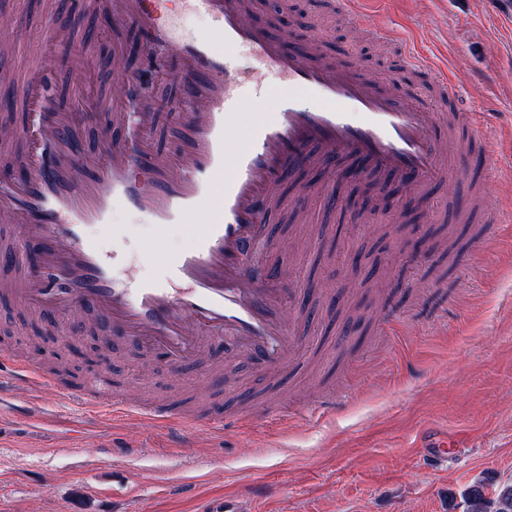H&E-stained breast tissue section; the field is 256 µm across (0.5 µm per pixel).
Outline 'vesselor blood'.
<instances>
[{
    "instance_id": "obj_1",
    "label": "vessel or blood",
    "mask_w": 512,
    "mask_h": 512,
    "mask_svg": "<svg viewBox=\"0 0 512 512\" xmlns=\"http://www.w3.org/2000/svg\"><path fill=\"white\" fill-rule=\"evenodd\" d=\"M85 11L111 15L117 28L133 27L143 45L136 72L100 106L111 128L94 162L69 143L76 116L51 108L44 72L16 85L31 115L18 127L24 149L22 172L0 182V221L20 225L17 237L0 242V272L18 277L13 294L37 312L59 317L81 311L118 329L137 343L163 353L169 364L197 356L215 343L228 344L262 369L278 367L300 341L284 312L290 290L270 262L259 260L266 226L277 204L279 179L302 155L313 166L335 171L351 164V177L388 173L410 186L445 179L440 166L448 144L439 108L456 103V81L436 72L426 57L410 52L407 64L432 74L438 110L404 107L418 99L416 87L396 96L366 78L355 65L317 60L245 17L244 0H181L172 19L168 0H77ZM201 15L208 26L189 30L185 18ZM43 40L65 47L69 28L48 21ZM254 67L239 70L238 57ZM274 73L279 89L257 92L263 72ZM163 77L184 89L187 121L174 159L140 143L154 119L149 86ZM261 118L245 125L234 119L246 101ZM468 137L456 148L465 162L486 140L481 122L461 115ZM145 214L155 228L144 241L157 255L165 230L192 225V250L160 257L148 281L118 279L116 265L102 254L90 229L121 240L133 233L112 221L115 206ZM30 387L60 386L8 354L0 371ZM77 399L85 414L113 422L139 419L183 436L211 418L133 404L96 379Z\"/></svg>"
}]
</instances>
